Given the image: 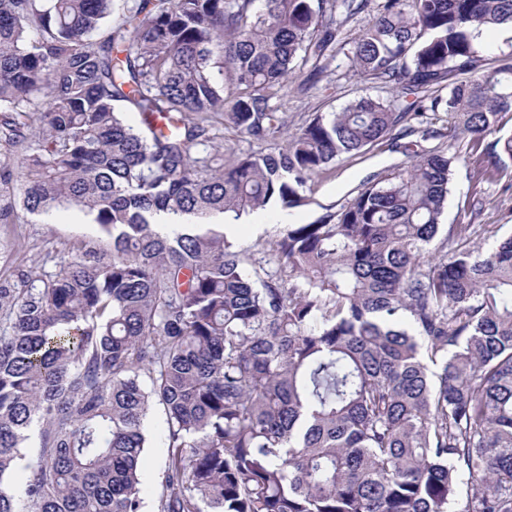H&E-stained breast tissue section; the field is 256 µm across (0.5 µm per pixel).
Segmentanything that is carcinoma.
Here are the masks:
<instances>
[{"mask_svg":"<svg viewBox=\"0 0 512 512\" xmlns=\"http://www.w3.org/2000/svg\"><path fill=\"white\" fill-rule=\"evenodd\" d=\"M255 3L0 0V221L71 210L106 242L0 276V512H142L154 405L156 512H512V236L484 253L486 225L452 224L432 246L456 162L512 178V137L485 142L512 64L476 73L512 0ZM361 14L347 71L422 108L362 96L278 147V89ZM443 115L446 147L286 225L253 286L213 217L300 207ZM216 122L272 147L197 152ZM148 448L144 451L143 479L154 491L144 500L143 512L155 511V491L158 489L160 478L166 464V448L163 447L166 430V418L163 408L154 405L146 419Z\"/></svg>","mask_w":512,"mask_h":512,"instance_id":"carcinoma-1","label":"carcinoma"}]
</instances>
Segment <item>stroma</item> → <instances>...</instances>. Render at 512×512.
I'll list each match as a JSON object with an SVG mask.
<instances>
[{"mask_svg":"<svg viewBox=\"0 0 512 512\" xmlns=\"http://www.w3.org/2000/svg\"><path fill=\"white\" fill-rule=\"evenodd\" d=\"M346 46L337 45L336 57L328 70L320 75L313 88L302 86L292 79L284 85L273 103L288 115L291 127H299L315 112H337L349 102L374 94L371 83L347 74ZM408 139L402 130L392 134L364 152L348 157L318 182L308 184L305 206L295 209L298 223L314 221L327 210L339 209L356 195L364 182L375 181L393 166L406 163L404 147ZM482 200L479 214L465 210L467 198ZM278 208L262 211L261 231L246 228L235 241L248 254L260 258L268 254L281 229L277 221ZM444 224H487L489 234L481 238V248L493 246L500 237L512 234V188L507 183L490 186L475 183L466 167H458L453 175L448 206L443 214ZM101 234L97 225L80 218L61 215L39 219L29 224L0 223V271L18 269L29 272L52 270L62 253L99 244ZM149 446L144 451L143 479L151 488H158L166 464L163 446L166 418L161 406H153L145 423Z\"/></svg>","mask_w":512,"mask_h":512,"instance_id":"stroma-1","label":"stroma"}]
</instances>
